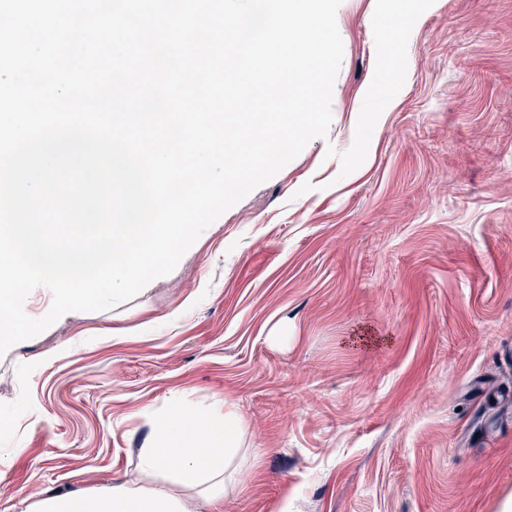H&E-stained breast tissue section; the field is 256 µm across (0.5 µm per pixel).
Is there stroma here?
<instances>
[{
	"mask_svg": "<svg viewBox=\"0 0 512 512\" xmlns=\"http://www.w3.org/2000/svg\"><path fill=\"white\" fill-rule=\"evenodd\" d=\"M337 26L326 137L151 290L0 356V512L139 479L176 400L242 420L197 512L512 501V0H342Z\"/></svg>",
	"mask_w": 512,
	"mask_h": 512,
	"instance_id": "35a3bbf8",
	"label": "stroma"
}]
</instances>
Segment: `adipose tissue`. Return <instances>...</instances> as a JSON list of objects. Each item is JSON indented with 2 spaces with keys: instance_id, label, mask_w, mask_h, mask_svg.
<instances>
[{
  "instance_id": "adipose-tissue-1",
  "label": "adipose tissue",
  "mask_w": 512,
  "mask_h": 512,
  "mask_svg": "<svg viewBox=\"0 0 512 512\" xmlns=\"http://www.w3.org/2000/svg\"><path fill=\"white\" fill-rule=\"evenodd\" d=\"M240 427L231 411L205 416L173 405L139 454L141 472L164 478L165 486L113 480L93 489L25 497L19 512H193L194 499L223 498Z\"/></svg>"
}]
</instances>
